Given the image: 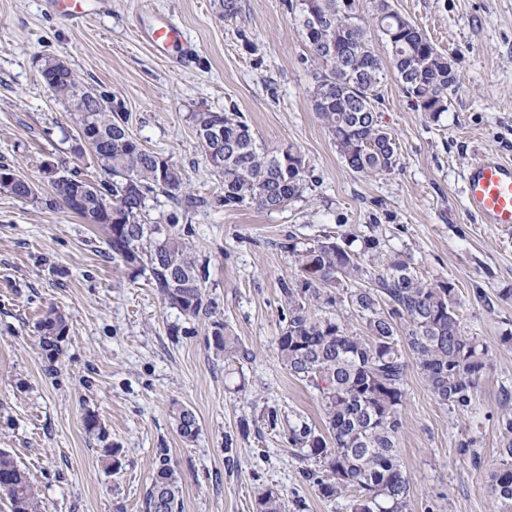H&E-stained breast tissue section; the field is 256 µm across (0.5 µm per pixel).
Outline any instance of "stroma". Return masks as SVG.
<instances>
[{"instance_id": "1", "label": "stroma", "mask_w": 512, "mask_h": 512, "mask_svg": "<svg viewBox=\"0 0 512 512\" xmlns=\"http://www.w3.org/2000/svg\"><path fill=\"white\" fill-rule=\"evenodd\" d=\"M225 19L218 0H109L106 12L66 23L44 0H0V158L37 186L36 198L0 191V448L35 488L42 512H144L161 455L175 464L182 512H256L267 485L288 512H350L319 496L292 431L324 429L319 393L277 357L293 278L288 242L323 235H378L427 277L458 288L462 322L489 350L474 409L440 403L417 368L404 385L401 462L408 512H490L487 483L512 392V233L465 213L461 176L482 153L512 159V0H392L453 66L448 110L433 120L388 80L378 109L398 147L392 173L363 177L342 162L313 106L315 65L288 0H237ZM184 31L189 60L161 55L141 37L151 15ZM60 58L113 97L128 130L184 173L193 204L149 199L148 223L192 228L218 318L247 358L225 365L209 324L163 304L146 276L113 262L104 236L76 215L49 209L46 166L97 182L91 154H76L77 117L43 83ZM237 112L269 152L296 148L306 162L299 199L269 211L222 205L224 181L206 163L193 115ZM60 309L68 330L59 355L41 348L35 323ZM191 408L195 441L172 409ZM102 431H86V413ZM473 441L479 461L459 452ZM123 465L107 468L103 446Z\"/></svg>"}]
</instances>
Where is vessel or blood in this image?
I'll return each mask as SVG.
<instances>
[{"mask_svg": "<svg viewBox=\"0 0 512 512\" xmlns=\"http://www.w3.org/2000/svg\"><path fill=\"white\" fill-rule=\"evenodd\" d=\"M48 5L53 14L76 23L105 11L107 0H49ZM146 35L159 51L191 49L182 29L165 19L155 21ZM463 197L466 212L481 223L512 226V162L493 154L476 157L463 175Z\"/></svg>", "mask_w": 512, "mask_h": 512, "instance_id": "b4317fda", "label": "vessel or blood"}]
</instances>
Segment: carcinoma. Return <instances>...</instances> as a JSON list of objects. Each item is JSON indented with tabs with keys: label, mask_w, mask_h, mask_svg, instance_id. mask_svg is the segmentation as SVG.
Segmentation results:
<instances>
[{
	"label": "carcinoma",
	"mask_w": 512,
	"mask_h": 512,
	"mask_svg": "<svg viewBox=\"0 0 512 512\" xmlns=\"http://www.w3.org/2000/svg\"><path fill=\"white\" fill-rule=\"evenodd\" d=\"M288 8L298 22L314 76V108L334 138L345 166L364 177L398 166L395 139L377 113L382 87L393 73L417 109L434 120L448 111V59L420 28L393 8L391 0H373L370 16L361 8L344 9L342 0H296ZM311 12L324 24L311 28ZM390 52L391 70L376 53L371 31ZM335 42L336 54L324 52ZM44 84L65 100L84 130L106 140L97 158L107 179L91 186L80 206L72 200L88 185L76 171L53 179L50 205L100 228L112 260L145 274L162 300L184 315L210 323L216 351L224 362L247 356L239 338L215 318L218 304L205 292L204 266L190 241L191 229L148 224L149 196L161 192L175 207L193 203L181 169L170 158L142 146L128 132L119 107L73 96L81 80L70 69L41 73ZM196 134L205 160L224 179L221 203L228 208L255 204L278 210L304 189L305 161L289 146L268 153L257 144L249 124L236 112H196ZM112 205V223L101 213ZM297 278L283 284L288 319L277 337V355L295 378L317 389L324 403L328 433L304 424L295 441L319 468L307 472L325 499L354 494L350 512H408L410 482L399 453L408 364L413 357L432 393L453 409H473L479 380L487 367V347L470 334L458 314L454 282L424 278L412 259L383 254L381 240L365 236L360 245L347 236L326 235L303 247L288 244ZM364 322L367 335L349 330L347 310ZM43 347L58 350L67 331L66 317L54 308L36 323ZM179 435L194 439L198 419L187 406L174 411ZM0 492L11 512H40L28 473L0 448ZM182 488L175 465L163 456L145 495V512H180ZM488 492L494 512H512V443L498 449V465ZM257 512H286L284 494L262 489Z\"/></svg>",
	"instance_id": "obj_1"
}]
</instances>
